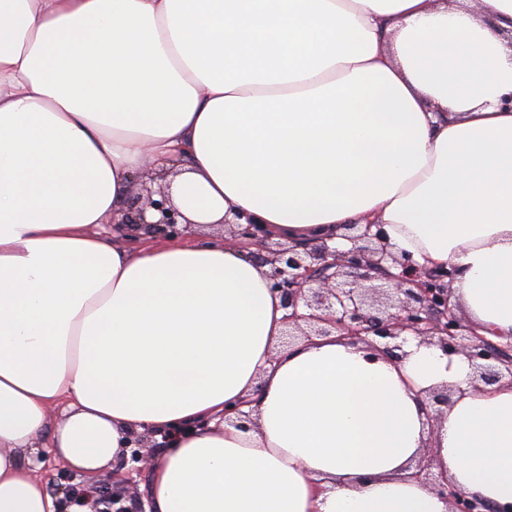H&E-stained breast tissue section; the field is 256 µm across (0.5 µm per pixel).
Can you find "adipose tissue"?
Returning a JSON list of instances; mask_svg holds the SVG:
<instances>
[{"instance_id":"adipose-tissue-1","label":"adipose tissue","mask_w":512,"mask_h":512,"mask_svg":"<svg viewBox=\"0 0 512 512\" xmlns=\"http://www.w3.org/2000/svg\"><path fill=\"white\" fill-rule=\"evenodd\" d=\"M510 34L512 0H0V512H90L36 477L43 453L93 476L148 429L169 439L152 512H448L410 477L427 448L512 505V380L473 392L464 356L413 338L398 360L279 350L259 259L91 230L146 157L183 155L191 222L342 249L382 225L512 336ZM441 384L463 395L432 421ZM241 401L250 425L222 424Z\"/></svg>"}]
</instances>
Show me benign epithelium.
<instances>
[{
  "instance_id": "benign-epithelium-1",
  "label": "benign epithelium",
  "mask_w": 512,
  "mask_h": 512,
  "mask_svg": "<svg viewBox=\"0 0 512 512\" xmlns=\"http://www.w3.org/2000/svg\"><path fill=\"white\" fill-rule=\"evenodd\" d=\"M166 176V172L158 175V189L145 187L130 195L118 223L164 239L191 232L192 223L172 202ZM234 218L237 241L245 247H259L260 259L270 265V288L280 295L287 310L284 335L288 342L299 336L309 341L336 334L354 345L363 344L399 359L397 351L410 334L419 343L435 345L447 355H464L474 369L476 389L481 382L493 384L506 375L512 379V341L504 344L479 335L451 302L450 285L456 270L427 268L409 256L395 255L385 241L382 225H347L345 238L351 248L340 250L325 241H275L250 214L236 212ZM301 307L306 313H299ZM454 396L455 391L448 386H434L427 391V406L446 408ZM130 444L133 470L149 467V454L141 451V436H133ZM433 468L432 458L423 457L410 478L432 487L450 504V512H512L467 495L448 482L447 473ZM128 482L129 478L123 477L102 483L96 486V495L112 500V512H146L142 497L125 489ZM56 485L68 497L83 491L64 471L57 473Z\"/></svg>"
}]
</instances>
